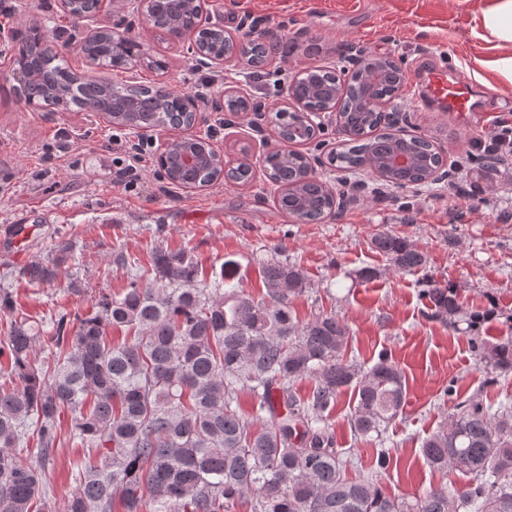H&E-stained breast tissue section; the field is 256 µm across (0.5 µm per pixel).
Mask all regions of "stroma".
Returning <instances> with one entry per match:
<instances>
[{"label":"stroma","mask_w":512,"mask_h":512,"mask_svg":"<svg viewBox=\"0 0 512 512\" xmlns=\"http://www.w3.org/2000/svg\"><path fill=\"white\" fill-rule=\"evenodd\" d=\"M491 0H222L224 29L236 35L271 30L295 48L263 68L239 60L218 68L151 32L143 17L130 14L125 0H105L103 23L128 30L146 47L134 69L115 68L113 82L135 79L164 84L194 95L206 120L196 129L229 165L249 147L261 154L274 147L272 116L287 100L291 75L313 66H337L351 54L388 55L407 80L400 95L386 102L392 130L427 137L445 151L449 176L406 188L387 184L372 169L339 171L328 156L341 136L336 121H325L299 152L312 161L336 199L331 215L303 224L277 206L280 189L256 168L245 184L217 182L199 189L175 186L158 158L165 138L155 132L129 133L150 150L146 169L115 185L116 166L108 140L116 129L76 108L45 112L43 104L20 100L6 68L31 27H39L69 69L83 74L85 60L70 19L58 0H12L13 15L0 26V289L13 301L0 312V339L10 320L24 317L50 329L59 314H93L102 297L121 294L124 270L110 262L115 250L145 256L155 247H184L205 270L236 263L235 279L253 298L265 294L260 267L275 258L295 264L307 288L292 306L299 320L335 311L350 328L346 357L371 367L388 354L407 384L402 414L386 430L391 463L379 469L377 439L355 436L349 424L354 404L343 389L329 415L335 446L352 454L354 476L375 478L391 496L409 497L468 476L432 470L423 441L451 413L446 396L483 403L512 399V370L487 375L466 330L449 328L435 317L423 290L428 281L453 287L465 312L493 311L480 334L488 343L512 340V156L487 165L477 147L491 125L512 122V82L486 67L496 52L477 18ZM165 61L162 70L149 60ZM433 60L465 76L477 109L425 112L414 96L423 62ZM243 94L253 109L214 108L218 92ZM389 231L426 256L425 265L402 273L376 252L373 236ZM73 245L76 263L61 269L57 283L34 285L21 279L30 263L50 257L59 241ZM373 270L369 279L360 270ZM79 291H71V280ZM83 451L61 441L46 466L50 495L46 512H65L74 490L68 472Z\"/></svg>","instance_id":"stroma-1"}]
</instances>
